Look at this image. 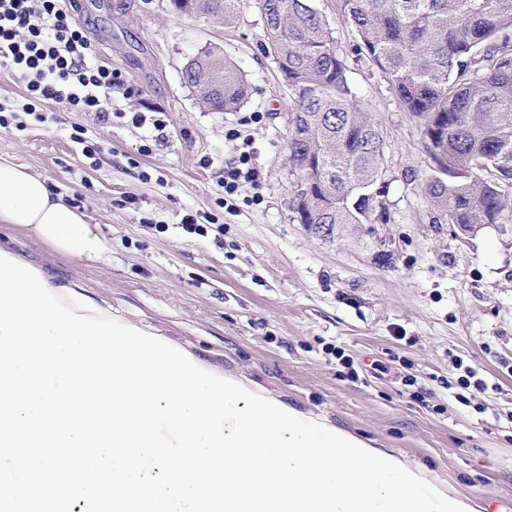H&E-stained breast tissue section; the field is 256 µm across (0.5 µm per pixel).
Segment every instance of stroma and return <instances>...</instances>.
Listing matches in <instances>:
<instances>
[{"instance_id":"35a3bbf8","label":"stroma","mask_w":512,"mask_h":512,"mask_svg":"<svg viewBox=\"0 0 512 512\" xmlns=\"http://www.w3.org/2000/svg\"><path fill=\"white\" fill-rule=\"evenodd\" d=\"M94 63L121 73L133 96L115 117L46 100L23 113V89L0 68V158L41 176L88 214L105 242L94 261L66 259L12 224L0 247L90 301L158 332L208 365L299 410L374 441L435 482L512 512V221L463 234L424 190L437 172L419 120L382 72L355 64L362 105L385 133L379 205L387 222L298 223L289 208L291 96L262 46L258 7L232 28L177 11L172 0H79ZM213 48L251 83L234 112L203 107L183 79ZM161 112L163 130L132 124ZM263 113L258 124L244 117ZM240 127L257 151L258 185L220 206L224 163ZM80 128L101 147L82 155ZM221 224L199 236L181 220ZM353 361L347 376L341 358ZM463 361L485 387L458 400Z\"/></svg>"}]
</instances>
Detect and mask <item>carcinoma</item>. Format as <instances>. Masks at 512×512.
Here are the masks:
<instances>
[{
  "label": "carcinoma",
  "instance_id": "carcinoma-1",
  "mask_svg": "<svg viewBox=\"0 0 512 512\" xmlns=\"http://www.w3.org/2000/svg\"><path fill=\"white\" fill-rule=\"evenodd\" d=\"M356 31L340 53L312 0H256L268 50L292 96L288 160L293 181L313 182L300 224H368L376 212L385 136L349 82L350 61L376 66L421 122L438 175L425 191L470 233L512 214V0H339ZM185 14L232 25L248 0H173ZM186 83L214 111H234L250 85L207 48L184 67Z\"/></svg>",
  "mask_w": 512,
  "mask_h": 512
}]
</instances>
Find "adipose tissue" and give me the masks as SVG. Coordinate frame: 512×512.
I'll return each mask as SVG.
<instances>
[{
    "label": "adipose tissue",
    "mask_w": 512,
    "mask_h": 512,
    "mask_svg": "<svg viewBox=\"0 0 512 512\" xmlns=\"http://www.w3.org/2000/svg\"><path fill=\"white\" fill-rule=\"evenodd\" d=\"M0 223L15 224L67 258L97 259L104 244L86 214L39 175L0 159Z\"/></svg>",
    "instance_id": "obj_1"
}]
</instances>
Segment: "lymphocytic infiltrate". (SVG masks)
I'll return each mask as SVG.
<instances>
[{
	"instance_id": "f902f5d3",
	"label": "lymphocytic infiltrate",
	"mask_w": 512,
	"mask_h": 512,
	"mask_svg": "<svg viewBox=\"0 0 512 512\" xmlns=\"http://www.w3.org/2000/svg\"><path fill=\"white\" fill-rule=\"evenodd\" d=\"M73 0H0V67L21 84L29 108L45 100L107 113L120 74L90 61L89 32L72 17Z\"/></svg>"
}]
</instances>
